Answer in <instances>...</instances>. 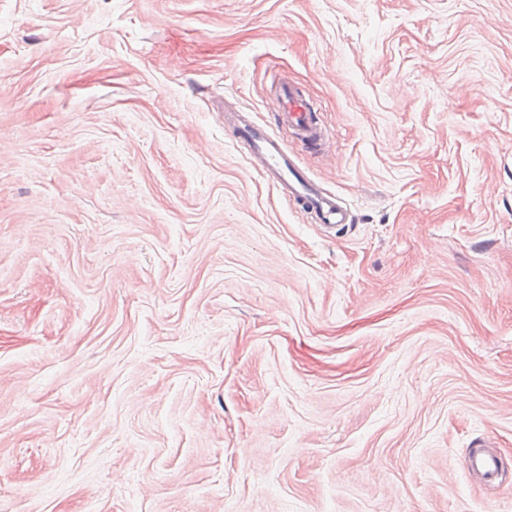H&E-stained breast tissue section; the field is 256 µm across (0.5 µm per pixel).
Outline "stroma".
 I'll return each instance as SVG.
<instances>
[{"label":"stroma","instance_id":"stroma-1","mask_svg":"<svg viewBox=\"0 0 512 512\" xmlns=\"http://www.w3.org/2000/svg\"><path fill=\"white\" fill-rule=\"evenodd\" d=\"M0 512H512V0H0ZM273 103L277 107L279 123L292 128L301 143L323 146L326 134L316 120L310 102L303 99L296 89L285 82H279ZM234 124L239 129L238 138L248 146L252 161L283 198L303 202L319 224L332 228L351 224L350 212L339 199L300 173L288 145L248 121L237 119ZM468 464L473 472L481 475L487 486H495L500 476L499 462L495 455L476 448L470 452Z\"/></svg>","mask_w":512,"mask_h":512}]
</instances>
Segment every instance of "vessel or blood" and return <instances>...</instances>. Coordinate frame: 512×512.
I'll return each instance as SVG.
<instances>
[{
	"label": "vessel or blood",
	"mask_w": 512,
	"mask_h": 512,
	"mask_svg": "<svg viewBox=\"0 0 512 512\" xmlns=\"http://www.w3.org/2000/svg\"><path fill=\"white\" fill-rule=\"evenodd\" d=\"M273 102L280 123L292 128L297 140L317 146L325 144L326 134L318 124L310 102L303 99L292 85L278 83ZM235 125L238 137L247 145L254 164L283 198L303 202L319 223L329 227L350 223L351 215L339 199L325 193L300 173L286 144L248 121L239 119ZM468 464L473 472L481 475L487 486H495L500 476L495 455L476 448L470 452Z\"/></svg>",
	"instance_id": "vessel-or-blood-1"
}]
</instances>
